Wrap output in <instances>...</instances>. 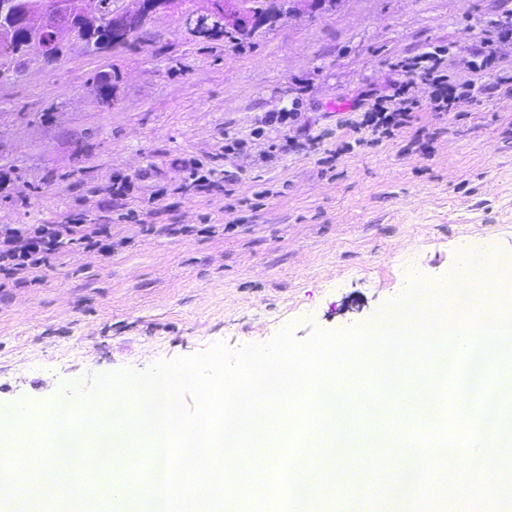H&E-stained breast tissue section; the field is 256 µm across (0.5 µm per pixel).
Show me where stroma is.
Segmentation results:
<instances>
[{
    "label": "stroma",
    "instance_id": "35a3bbf8",
    "mask_svg": "<svg viewBox=\"0 0 512 512\" xmlns=\"http://www.w3.org/2000/svg\"><path fill=\"white\" fill-rule=\"evenodd\" d=\"M202 4L148 19L134 46L0 77V168L22 191L0 194V225L82 213L121 243L109 258L69 245L37 282L0 287V404L43 415L102 374L364 324L412 278L438 286L477 257L501 274L512 37L490 29L512 0H298L241 51L190 32ZM424 52L482 94L441 115L414 76L411 122L361 140L368 103ZM116 180L124 199L103 191Z\"/></svg>",
    "mask_w": 512,
    "mask_h": 512
}]
</instances>
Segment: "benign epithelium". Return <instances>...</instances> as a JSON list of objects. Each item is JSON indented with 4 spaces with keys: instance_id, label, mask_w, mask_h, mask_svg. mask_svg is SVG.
<instances>
[{
    "instance_id": "1",
    "label": "benign epithelium",
    "mask_w": 512,
    "mask_h": 512,
    "mask_svg": "<svg viewBox=\"0 0 512 512\" xmlns=\"http://www.w3.org/2000/svg\"><path fill=\"white\" fill-rule=\"evenodd\" d=\"M206 2V8L193 12L186 18V25L193 32L205 33L221 27L255 31L268 24L261 9L251 7L243 0ZM175 5L176 0H129L127 4L116 6L110 15L113 41H123L145 19L169 11ZM77 6L78 3L74 0H55L53 7L37 9L28 0H0V18H7V23L0 32L12 37L37 29L45 34L46 38L43 40L31 39L29 49L35 51L46 64L53 61V49L66 38L89 51L106 49V46L91 35L84 38L76 36V31L83 29V13L78 11Z\"/></svg>"
}]
</instances>
